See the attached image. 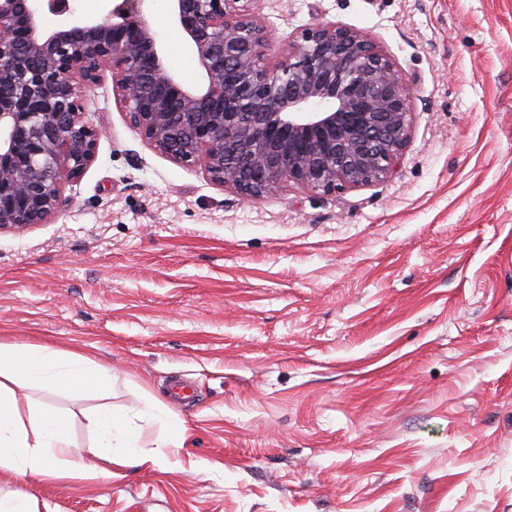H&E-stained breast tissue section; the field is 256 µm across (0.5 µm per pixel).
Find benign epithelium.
Returning <instances> with one entry per match:
<instances>
[{"mask_svg":"<svg viewBox=\"0 0 512 512\" xmlns=\"http://www.w3.org/2000/svg\"><path fill=\"white\" fill-rule=\"evenodd\" d=\"M78 17L70 0H0V232L45 224L63 184L95 157L99 130L77 85L112 72L129 125L181 165L245 199L293 183L324 193L369 186L400 166L411 92L364 32L317 24L262 63L256 0H168L203 81L166 69L147 0H106Z\"/></svg>","mask_w":512,"mask_h":512,"instance_id":"7a95c632","label":"benign epithelium"}]
</instances>
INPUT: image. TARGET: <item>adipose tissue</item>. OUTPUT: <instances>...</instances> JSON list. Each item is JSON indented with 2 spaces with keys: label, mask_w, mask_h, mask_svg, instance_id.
Listing matches in <instances>:
<instances>
[{
  "label": "adipose tissue",
  "mask_w": 512,
  "mask_h": 512,
  "mask_svg": "<svg viewBox=\"0 0 512 512\" xmlns=\"http://www.w3.org/2000/svg\"><path fill=\"white\" fill-rule=\"evenodd\" d=\"M106 370L90 356L45 345L0 341V469L23 478L112 477L129 463L152 467L155 455L140 440L143 422L162 420L163 412L145 402L136 417L104 410L88 418L93 452L84 456L69 438L68 418L34 402L28 389L64 388L81 395L108 386Z\"/></svg>",
  "instance_id": "1"
}]
</instances>
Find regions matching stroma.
Here are the masks:
<instances>
[{
  "label": "stroma",
  "mask_w": 512,
  "mask_h": 512,
  "mask_svg": "<svg viewBox=\"0 0 512 512\" xmlns=\"http://www.w3.org/2000/svg\"><path fill=\"white\" fill-rule=\"evenodd\" d=\"M266 62L319 23L370 34L412 93L399 171L241 200L83 95L96 156L45 224L0 233V341L86 352L105 392L33 391L146 424L154 468L15 478L37 512H512V0H258ZM165 66L201 70L165 0ZM181 378L199 400L181 405ZM186 426L179 448H157Z\"/></svg>",
  "instance_id": "obj_1"
}]
</instances>
